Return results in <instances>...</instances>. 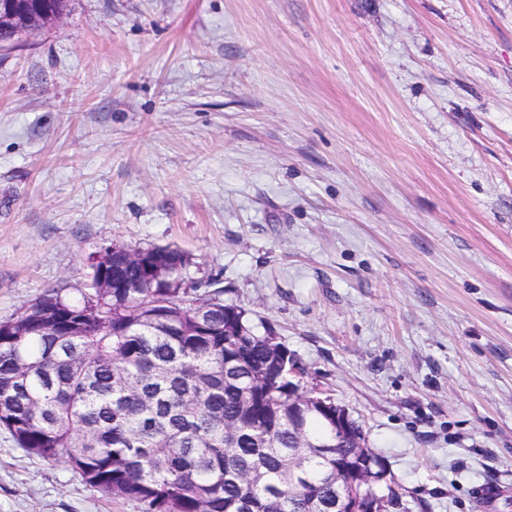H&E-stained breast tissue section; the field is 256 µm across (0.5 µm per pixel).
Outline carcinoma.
I'll return each mask as SVG.
<instances>
[{"mask_svg":"<svg viewBox=\"0 0 512 512\" xmlns=\"http://www.w3.org/2000/svg\"><path fill=\"white\" fill-rule=\"evenodd\" d=\"M188 265L170 247L154 264L156 287L141 288V265L117 252L106 298L55 291L0 324V428L142 512H336L344 449L297 447L271 335L255 334L221 290L199 324ZM73 318L77 336L45 330ZM230 320L245 332L241 345L224 335ZM235 358L230 380L224 363ZM245 386L255 394L249 407ZM226 423L237 432L233 448L224 447ZM303 426L313 441L331 439L317 412Z\"/></svg>","mask_w":512,"mask_h":512,"instance_id":"1","label":"carcinoma"}]
</instances>
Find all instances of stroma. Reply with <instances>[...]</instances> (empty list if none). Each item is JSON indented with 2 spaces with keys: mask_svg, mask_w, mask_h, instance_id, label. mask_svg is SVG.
<instances>
[{
  "mask_svg": "<svg viewBox=\"0 0 512 512\" xmlns=\"http://www.w3.org/2000/svg\"><path fill=\"white\" fill-rule=\"evenodd\" d=\"M110 244L277 336L397 512H512V0H71L0 49V322ZM0 512L140 508L0 429Z\"/></svg>",
  "mask_w": 512,
  "mask_h": 512,
  "instance_id": "1",
  "label": "stroma"
}]
</instances>
